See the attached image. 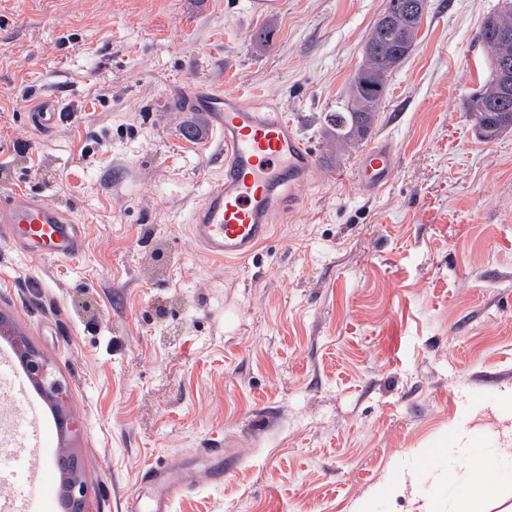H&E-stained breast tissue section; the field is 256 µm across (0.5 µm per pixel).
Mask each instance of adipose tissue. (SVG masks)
Returning a JSON list of instances; mask_svg holds the SVG:
<instances>
[{
    "mask_svg": "<svg viewBox=\"0 0 512 512\" xmlns=\"http://www.w3.org/2000/svg\"><path fill=\"white\" fill-rule=\"evenodd\" d=\"M489 471L512 473V448L493 444L475 448L466 441L449 449L447 471L429 468L424 475L432 484L447 483L450 490L448 512H476V499L493 494L484 479Z\"/></svg>",
    "mask_w": 512,
    "mask_h": 512,
    "instance_id": "obj_1",
    "label": "adipose tissue"
}]
</instances>
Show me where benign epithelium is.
Masks as SVG:
<instances>
[{"instance_id":"1","label":"benign epithelium","mask_w":512,"mask_h":512,"mask_svg":"<svg viewBox=\"0 0 512 512\" xmlns=\"http://www.w3.org/2000/svg\"><path fill=\"white\" fill-rule=\"evenodd\" d=\"M489 65L496 81L507 86V79L512 74V53L504 50L492 56ZM14 345L28 379L53 406L60 435L68 438V441L60 443L55 455L56 466L63 476L60 491L62 508L64 512H86L87 485L79 454L72 446L80 426L69 408L67 385L55 377L49 361L29 345L24 336H14Z\"/></svg>"}]
</instances>
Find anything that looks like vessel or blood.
<instances>
[{"mask_svg": "<svg viewBox=\"0 0 512 512\" xmlns=\"http://www.w3.org/2000/svg\"><path fill=\"white\" fill-rule=\"evenodd\" d=\"M189 104L206 113L224 133V176L210 188L192 217L195 239L211 257L249 259L271 235V215L294 204L293 189L310 178L318 161L292 123L275 112L256 111L241 94L199 88ZM397 164L393 142L370 145L357 165L360 187L381 191ZM0 236L29 252L67 259L83 250L81 228L54 204L29 196L0 203ZM198 472L149 466L140 481L150 488V501L129 495L123 512H171L175 497L194 487Z\"/></svg>", "mask_w": 512, "mask_h": 512, "instance_id": "b4317fda", "label": "vessel or blood"}]
</instances>
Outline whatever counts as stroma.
I'll list each match as a JSON object with an SVG mask.
<instances>
[{
  "instance_id": "1",
  "label": "stroma",
  "mask_w": 512,
  "mask_h": 512,
  "mask_svg": "<svg viewBox=\"0 0 512 512\" xmlns=\"http://www.w3.org/2000/svg\"><path fill=\"white\" fill-rule=\"evenodd\" d=\"M501 2L429 0L369 135L398 166L365 195L362 146L337 153L325 117L386 0H0V196L57 205L86 243L60 259L0 236V313L68 386L89 512L227 439L238 466L172 512H448L421 470H447L463 429L512 440V129L481 141L467 111ZM200 87L279 113L319 157L243 262L190 227L224 174L223 133L182 102ZM22 373L0 371V502L61 512L13 465L23 425L56 428Z\"/></svg>"
}]
</instances>
